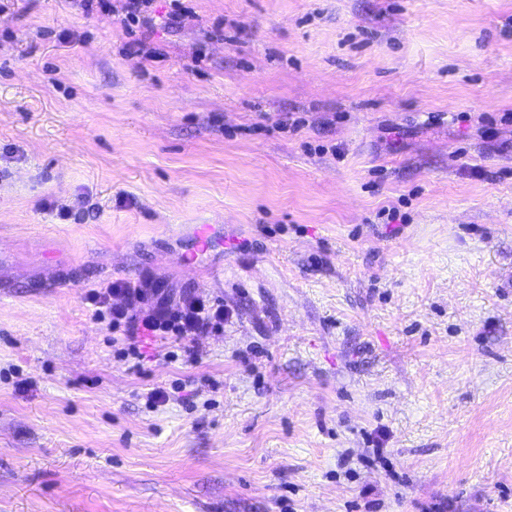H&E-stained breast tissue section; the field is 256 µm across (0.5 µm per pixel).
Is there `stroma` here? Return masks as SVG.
Here are the masks:
<instances>
[{
  "mask_svg": "<svg viewBox=\"0 0 512 512\" xmlns=\"http://www.w3.org/2000/svg\"><path fill=\"white\" fill-rule=\"evenodd\" d=\"M110 2L0 0V512H512V0ZM124 1L123 11L127 21L136 23L140 27L149 28L153 24L152 11L150 10L153 0H122ZM147 285L146 282L116 281L90 289L86 300L92 307L94 319L106 323L113 334L121 333L119 338L112 337V344H121L119 350L126 361L129 357L142 358L139 347L142 336H155L182 348L186 363H197L198 353L189 344L196 336L223 330L230 311L224 309L223 302L191 291L177 295L158 292ZM116 297L120 302H113Z\"/></svg>",
  "mask_w": 512,
  "mask_h": 512,
  "instance_id": "obj_1",
  "label": "stroma"
}]
</instances>
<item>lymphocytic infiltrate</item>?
<instances>
[{"label": "lymphocytic infiltrate", "instance_id": "lymphocytic-infiltrate-1", "mask_svg": "<svg viewBox=\"0 0 512 512\" xmlns=\"http://www.w3.org/2000/svg\"><path fill=\"white\" fill-rule=\"evenodd\" d=\"M95 320L118 332L123 357L140 359L139 341L155 336L182 348L187 362L198 360L196 336L220 331L230 317L222 302L190 291L160 292L146 283L116 281L86 295Z\"/></svg>", "mask_w": 512, "mask_h": 512}]
</instances>
